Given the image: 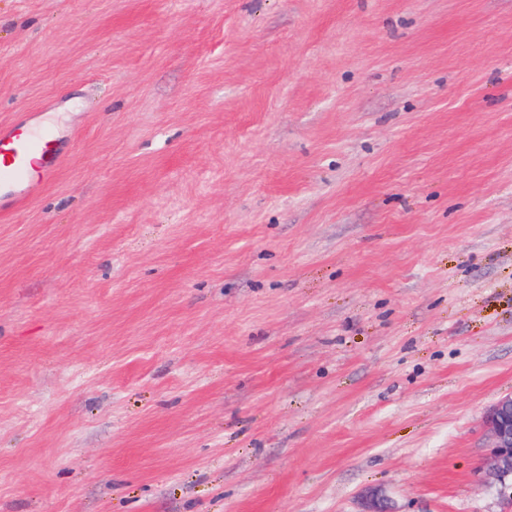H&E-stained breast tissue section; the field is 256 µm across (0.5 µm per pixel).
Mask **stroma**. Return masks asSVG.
<instances>
[{
    "instance_id": "35a3bbf8",
    "label": "stroma",
    "mask_w": 512,
    "mask_h": 512,
    "mask_svg": "<svg viewBox=\"0 0 512 512\" xmlns=\"http://www.w3.org/2000/svg\"><path fill=\"white\" fill-rule=\"evenodd\" d=\"M0 512H507L512 0H0ZM48 136V133L29 134L22 123L0 124V153L4 152V145L9 146L5 152L8 159L0 166V186L11 189L3 198L0 195V211H12L25 205L27 196L22 191L32 180L29 161L33 155L48 151ZM485 427L491 440L490 473L506 490L512 506V393L500 398L489 410Z\"/></svg>"
}]
</instances>
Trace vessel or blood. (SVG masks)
I'll use <instances>...</instances> for the list:
<instances>
[{
	"mask_svg": "<svg viewBox=\"0 0 512 512\" xmlns=\"http://www.w3.org/2000/svg\"><path fill=\"white\" fill-rule=\"evenodd\" d=\"M6 147L8 159L0 165V186L8 187V194L0 198V211L23 207L27 201L26 187L32 178L48 183L60 168L58 153L49 152L46 135L27 133L25 124H0V147ZM45 154L46 160L38 176H31L29 161L35 154Z\"/></svg>",
	"mask_w": 512,
	"mask_h": 512,
	"instance_id": "b4317fda",
	"label": "vessel or blood"
}]
</instances>
